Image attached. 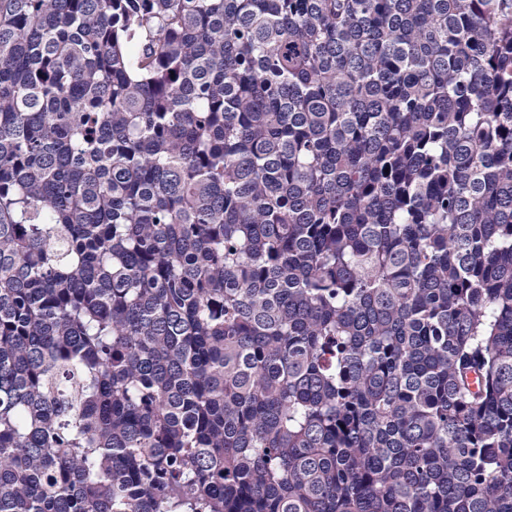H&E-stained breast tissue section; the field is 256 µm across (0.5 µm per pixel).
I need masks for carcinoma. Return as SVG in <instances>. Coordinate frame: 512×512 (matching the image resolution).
Segmentation results:
<instances>
[{
    "mask_svg": "<svg viewBox=\"0 0 512 512\" xmlns=\"http://www.w3.org/2000/svg\"><path fill=\"white\" fill-rule=\"evenodd\" d=\"M0 512H512V0H0Z\"/></svg>",
    "mask_w": 512,
    "mask_h": 512,
    "instance_id": "carcinoma-1",
    "label": "carcinoma"
}]
</instances>
